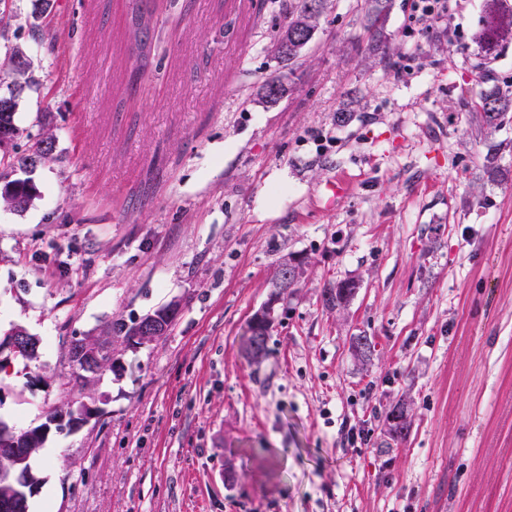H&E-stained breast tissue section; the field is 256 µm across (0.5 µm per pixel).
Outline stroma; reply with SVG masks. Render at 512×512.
Instances as JSON below:
<instances>
[{
    "mask_svg": "<svg viewBox=\"0 0 512 512\" xmlns=\"http://www.w3.org/2000/svg\"><path fill=\"white\" fill-rule=\"evenodd\" d=\"M261 2L256 18L164 0L139 75L128 0H55L40 19L15 0L39 82L17 145L47 127L57 158L28 210L0 208V337L43 341L0 372V418L97 409L49 433L60 465L35 461L30 512H512V112L489 130L477 108L512 90V44L480 53L482 0H447L427 27L421 0H390L374 51L367 0H327L291 65L272 43L294 2ZM286 256L307 277L254 362L248 324ZM341 281L353 296L326 306ZM175 298L166 336L113 339L120 369L76 385L71 337ZM400 401L403 438L386 423Z\"/></svg>",
    "mask_w": 512,
    "mask_h": 512,
    "instance_id": "35a3bbf8",
    "label": "stroma"
}]
</instances>
